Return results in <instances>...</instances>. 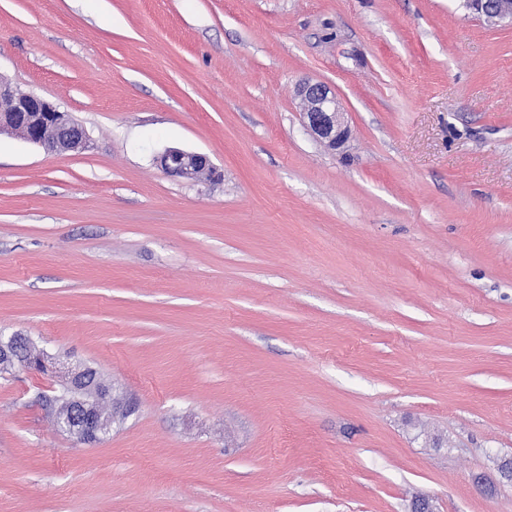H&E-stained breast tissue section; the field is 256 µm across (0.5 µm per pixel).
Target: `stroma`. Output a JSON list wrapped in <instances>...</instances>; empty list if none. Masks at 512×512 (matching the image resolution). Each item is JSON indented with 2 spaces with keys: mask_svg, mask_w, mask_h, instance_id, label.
I'll return each mask as SVG.
<instances>
[{
  "mask_svg": "<svg viewBox=\"0 0 512 512\" xmlns=\"http://www.w3.org/2000/svg\"><path fill=\"white\" fill-rule=\"evenodd\" d=\"M0 334L136 410L0 375V512H512V28L460 0H0ZM331 87V150L297 87ZM205 154L198 181L158 156ZM15 135L57 154L88 148L89 137L69 112L35 94L20 93L0 75V135ZM66 396L56 401L53 413L56 428L74 435L81 443L100 440L114 424L118 415L134 410L110 391L101 375L89 374L87 368L65 371L62 377Z\"/></svg>",
  "mask_w": 512,
  "mask_h": 512,
  "instance_id": "stroma-1",
  "label": "stroma"
}]
</instances>
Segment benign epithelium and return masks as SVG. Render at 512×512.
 <instances>
[{
  "label": "benign epithelium",
  "instance_id": "7a95c632",
  "mask_svg": "<svg viewBox=\"0 0 512 512\" xmlns=\"http://www.w3.org/2000/svg\"><path fill=\"white\" fill-rule=\"evenodd\" d=\"M475 15L497 24L512 26V0H464ZM304 102L302 112L306 129L328 147L336 150L349 138L350 129L340 111L336 95L322 82H307L299 89ZM15 135L57 154L88 148L89 137L70 113L52 101L35 94L20 93L0 75V135ZM158 162L165 173L193 180L209 168L207 157L180 148H169ZM45 352L35 348L27 336L0 342V367L17 363L41 367ZM66 396L57 401L53 413L56 428L74 435L82 443L100 440L118 415H127L134 407L111 394L102 376L87 369L67 370L62 380Z\"/></svg>",
  "mask_w": 512,
  "mask_h": 512
}]
</instances>
